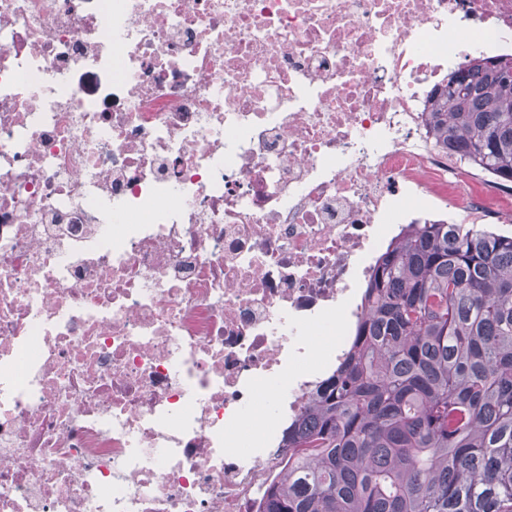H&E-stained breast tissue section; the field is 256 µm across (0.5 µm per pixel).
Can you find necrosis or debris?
<instances>
[{"mask_svg":"<svg viewBox=\"0 0 512 512\" xmlns=\"http://www.w3.org/2000/svg\"><path fill=\"white\" fill-rule=\"evenodd\" d=\"M512 0H0V512H258L339 305L417 203Z\"/></svg>","mask_w":512,"mask_h":512,"instance_id":"obj_1","label":"necrosis or debris"}]
</instances>
